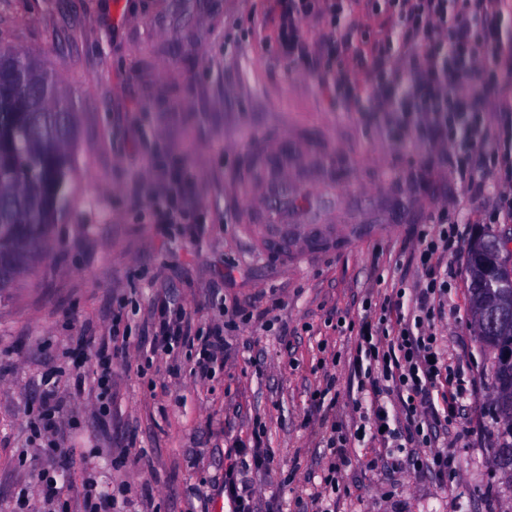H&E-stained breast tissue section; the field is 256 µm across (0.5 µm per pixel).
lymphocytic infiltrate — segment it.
<instances>
[{"label":"lymphocytic infiltrate","instance_id":"lymphocytic-infiltrate-1","mask_svg":"<svg viewBox=\"0 0 512 512\" xmlns=\"http://www.w3.org/2000/svg\"><path fill=\"white\" fill-rule=\"evenodd\" d=\"M362 0L368 12L394 18L409 49L408 69L392 63L389 40L370 48L363 66L371 83L372 109L388 116V133L396 142L417 137L447 147L456 181L465 189H482L481 174L495 173L498 189L484 221H512V37L504 23L512 0ZM281 19L279 38L289 57L302 60L301 24L311 19L336 31L342 0H277ZM195 186L179 167L163 171V187L150 208L166 224H198L192 209ZM435 232L421 236V278L412 288H398L380 307L379 318L362 317L355 340L362 379L361 393L370 397L362 418L384 447L398 450L429 447L430 432L456 417L458 382L435 332L444 313L448 281L436 272V259L457 243L460 227L448 210H439ZM156 335L152 352L174 355L196 348L192 372L208 377L224 361V330L214 327L201 339L191 337L190 314L169 300L155 305ZM396 394L402 413L392 425L380 400L383 391ZM234 460L224 470L222 491L232 512H255L253 493L239 480V469L267 470L274 458L261 442L238 443Z\"/></svg>","mask_w":512,"mask_h":512}]
</instances>
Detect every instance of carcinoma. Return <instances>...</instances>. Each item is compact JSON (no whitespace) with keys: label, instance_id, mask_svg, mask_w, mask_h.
<instances>
[{"label":"carcinoma","instance_id":"cac0c4a2","mask_svg":"<svg viewBox=\"0 0 512 512\" xmlns=\"http://www.w3.org/2000/svg\"><path fill=\"white\" fill-rule=\"evenodd\" d=\"M76 143L77 114L56 75L26 52L0 50V293L47 248L69 204ZM477 239L478 257L467 262L469 308L495 312L494 324L475 338L491 357L503 422L494 459L512 478V307L491 305L494 296H512V281L486 286L487 267L501 248L492 230Z\"/></svg>","mask_w":512,"mask_h":512}]
</instances>
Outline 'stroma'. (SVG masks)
<instances>
[{
	"label": "stroma",
	"mask_w": 512,
	"mask_h": 512,
	"mask_svg": "<svg viewBox=\"0 0 512 512\" xmlns=\"http://www.w3.org/2000/svg\"><path fill=\"white\" fill-rule=\"evenodd\" d=\"M275 0H0V48L57 68L76 104L78 141L69 206L52 240L0 296V512H83L94 482L121 512H199L197 492L224 481L225 450L263 427L269 470L245 472L256 512H298L323 492L333 425L354 431L362 395L354 362L365 303L418 277V236L437 207L462 192L442 149L394 143L377 112H346L321 79L322 27L301 35L312 57L290 65L278 42ZM288 154L298 196L288 208L290 248L269 250L266 207L242 181L265 178L252 160L263 141ZM184 168L196 184L201 224L157 223L148 200L159 169ZM488 191L457 212L467 237L444 254L451 273L439 341L474 385L433 446L455 468L439 482L409 463L383 461L374 443L347 449L334 512H507L512 479L495 465L502 422L491 365L475 340L467 298L468 239L491 202ZM319 225L330 245L309 248L296 232ZM191 313L192 333L224 323V309L250 306L251 321L225 332L223 366L206 380L189 352L140 358L152 342L157 296ZM122 313L128 337L112 361V399L100 411L94 358L58 376L64 419L58 448L32 441L47 364L77 337L112 334ZM345 328H337V318ZM336 385L327 388V377ZM326 390L323 407L313 395ZM126 448V463L114 449ZM61 493L46 500L39 472ZM292 475L281 485L283 472Z\"/></svg>",
	"instance_id": "35a3bbf8"
}]
</instances>
